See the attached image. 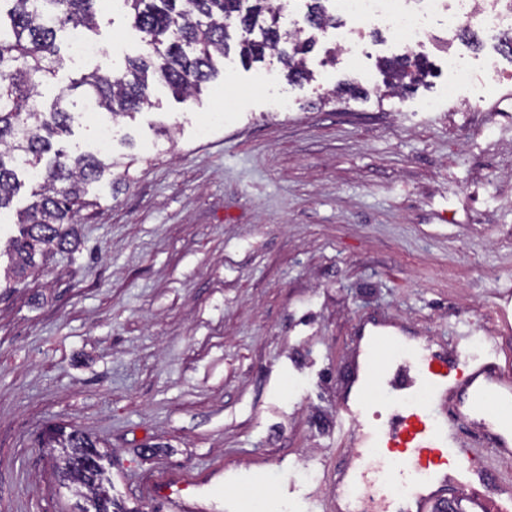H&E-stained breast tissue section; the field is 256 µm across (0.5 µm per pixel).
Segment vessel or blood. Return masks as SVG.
I'll return each mask as SVG.
<instances>
[{
  "mask_svg": "<svg viewBox=\"0 0 512 512\" xmlns=\"http://www.w3.org/2000/svg\"><path fill=\"white\" fill-rule=\"evenodd\" d=\"M408 339L404 327L384 318L358 332L343 381L347 394L337 407L355 449L336 470L337 499L356 495L360 512H445L465 485L491 487L497 500L511 495L512 480L497 477L490 459L512 454V434L487 423L485 412L497 405L512 410V358L492 344L477 352L423 348L412 360L418 392L404 397V376L385 381L376 365L384 350ZM369 396L395 410V422L376 426L364 420L362 403ZM461 424L478 429L477 444L459 440ZM393 485L406 486V494H389ZM157 492L166 497L169 512H206L196 496L167 485ZM497 500L487 512H500Z\"/></svg>",
  "mask_w": 512,
  "mask_h": 512,
  "instance_id": "b4317fda",
  "label": "vessel or blood"
}]
</instances>
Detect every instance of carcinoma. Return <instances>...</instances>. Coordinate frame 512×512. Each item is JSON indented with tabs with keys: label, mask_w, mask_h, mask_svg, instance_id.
<instances>
[{
	"label": "carcinoma",
	"mask_w": 512,
	"mask_h": 512,
	"mask_svg": "<svg viewBox=\"0 0 512 512\" xmlns=\"http://www.w3.org/2000/svg\"><path fill=\"white\" fill-rule=\"evenodd\" d=\"M101 0H0V212L12 206L22 187L19 172L36 170L49 156L43 185L18 213L19 235L5 252L9 260L5 287L23 284L54 253H69L75 246L74 227L80 211L92 206L85 186L100 180L106 164L93 155L71 157L54 148V141L71 133L81 105L101 108L113 116L134 117L150 105L149 79L165 83L176 95L189 94L216 78L213 57L224 54L232 26L241 31L240 53L261 59L279 50L282 39L279 11L270 0H121L129 8L132 24L142 34L146 53L125 61L123 70L108 75L96 72L58 87L50 104L42 100L40 86L57 78L65 68L59 37L72 30L79 38L96 28ZM321 0H311L307 22L323 30L333 24ZM316 44L315 36L294 41L293 53H280L288 76L307 79L302 61ZM403 88L423 75L421 63L408 59L386 64ZM45 447L60 449L57 457L62 481H72L91 495L96 512H123L104 487L105 471L96 441L79 430L55 431Z\"/></svg>",
	"instance_id": "obj_1"
}]
</instances>
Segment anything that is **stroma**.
Returning <instances> with one entry per match:
<instances>
[{"label":"stroma","instance_id":"35a3bbf8","mask_svg":"<svg viewBox=\"0 0 512 512\" xmlns=\"http://www.w3.org/2000/svg\"><path fill=\"white\" fill-rule=\"evenodd\" d=\"M87 73L143 52L103 0ZM295 84L278 53L243 64L240 32L216 79L153 84L136 118L88 112L59 144L130 160L88 189L74 252L0 287V512H85L62 485L54 426L108 450L125 512H168L152 485L215 474L214 512H333L350 441L341 378L370 317L439 345L461 331L512 355L497 311L512 293V55L503 33L456 51L489 93L449 96L446 34L429 72L388 87L392 33L342 51L333 31Z\"/></svg>","mask_w":512,"mask_h":512}]
</instances>
